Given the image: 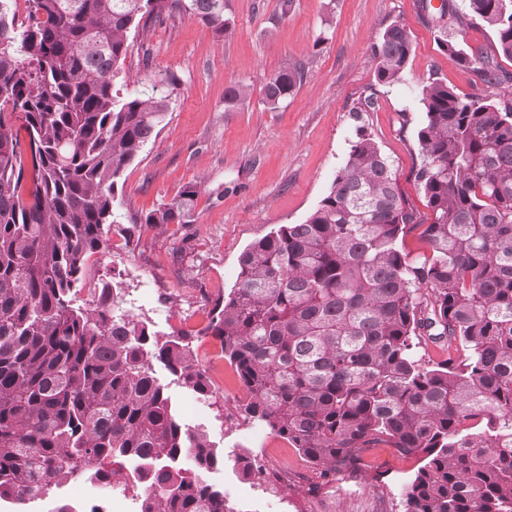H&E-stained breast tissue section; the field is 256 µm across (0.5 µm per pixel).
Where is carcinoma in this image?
Here are the masks:
<instances>
[{
  "label": "carcinoma",
  "mask_w": 512,
  "mask_h": 512,
  "mask_svg": "<svg viewBox=\"0 0 512 512\" xmlns=\"http://www.w3.org/2000/svg\"><path fill=\"white\" fill-rule=\"evenodd\" d=\"M0 0V502L11 512L72 478L112 479L138 462L141 512H235L202 475L224 450L184 428L156 374L161 363L210 397L193 337L161 341L150 322L112 316L118 280L89 287L88 258L112 235L131 237L114 206L117 179L152 139L166 96H118L128 32L160 17L164 0ZM442 3L439 46L490 86L512 81V0ZM186 10L217 38L232 35L224 0ZM474 20L495 34L463 52L439 24ZM412 36L399 22L374 43L378 83L400 81ZM304 77L286 64L264 88L274 111ZM249 94L232 83L224 111ZM418 213L365 125L345 166L301 224L242 254L236 288L202 334L220 340L245 386L246 420L266 425L327 477L356 468L364 448L389 446L423 465L405 512H512V97L461 95L429 76L420 89ZM199 189L146 213L148 226L190 224ZM428 251L402 246L416 228ZM448 358L426 362L420 347ZM266 481L252 457L232 459Z\"/></svg>",
  "instance_id": "carcinoma-1"
}]
</instances>
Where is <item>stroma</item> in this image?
<instances>
[{
  "label": "stroma",
  "mask_w": 512,
  "mask_h": 512,
  "mask_svg": "<svg viewBox=\"0 0 512 512\" xmlns=\"http://www.w3.org/2000/svg\"><path fill=\"white\" fill-rule=\"evenodd\" d=\"M224 16L233 28L227 39L215 38L180 6L130 30L117 88L168 96L170 107L157 136L117 181L115 205L132 237H113L105 264L88 271L93 282L107 269L120 271L129 296L153 283L154 294L135 315L163 335L195 333L202 360L220 352L219 341L202 330L215 303L235 287L241 254L317 207L346 163L358 123L366 124L406 199L426 218L430 210L414 178L416 134L425 122L418 88L434 75L461 94L487 90L475 68L438 48L419 0H294L285 17L279 0H224ZM395 22L410 29L413 51L404 80L382 87L372 44ZM293 62L305 67L302 82L279 109H267L266 82ZM168 73L175 85L162 83ZM235 82L248 87L249 100L228 112L224 90ZM370 95L374 109L355 117L354 108ZM188 183L199 188L194 223L162 230L137 224V216L171 201ZM157 375L186 427L207 431L216 447L261 458L266 482L243 479L229 464L208 478L236 512H404V489L420 457L369 448L355 473L330 482L268 427L236 416L247 394L232 367L224 369L223 388L201 403L167 370Z\"/></svg>",
  "instance_id": "stroma-1"
}]
</instances>
